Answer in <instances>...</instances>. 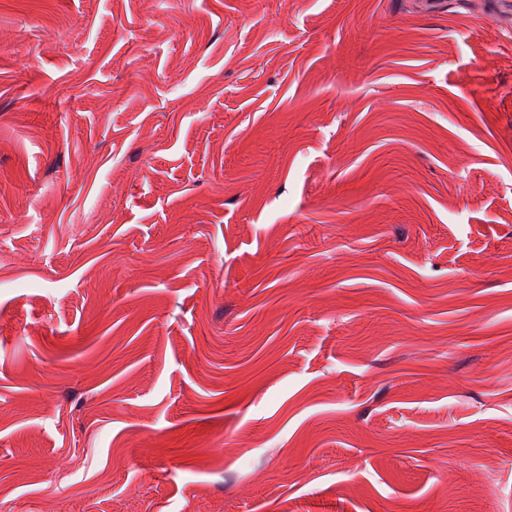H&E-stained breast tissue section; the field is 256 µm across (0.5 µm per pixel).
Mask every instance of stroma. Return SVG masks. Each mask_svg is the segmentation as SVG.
Returning <instances> with one entry per match:
<instances>
[{"label":"stroma","mask_w":512,"mask_h":512,"mask_svg":"<svg viewBox=\"0 0 512 512\" xmlns=\"http://www.w3.org/2000/svg\"><path fill=\"white\" fill-rule=\"evenodd\" d=\"M0 512H512V0H0Z\"/></svg>","instance_id":"35a3bbf8"}]
</instances>
